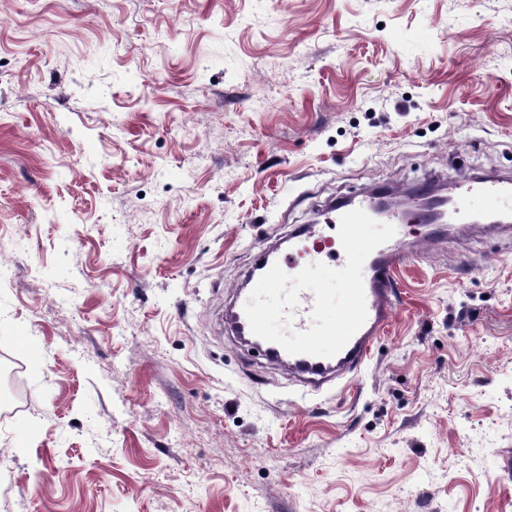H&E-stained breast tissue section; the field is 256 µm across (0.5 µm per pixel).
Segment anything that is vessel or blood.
<instances>
[{"label": "vessel or blood", "instance_id": "obj_1", "mask_svg": "<svg viewBox=\"0 0 512 512\" xmlns=\"http://www.w3.org/2000/svg\"><path fill=\"white\" fill-rule=\"evenodd\" d=\"M474 194L485 198L488 216L503 217L512 212V180L508 178L452 184L447 198L436 202L430 209L425 208L424 202L431 199V190L428 185H421L410 196L409 216L405 219L391 207H379L377 195L373 192L357 199L340 200L326 210L322 223L296 227L289 236L287 250L278 257L272 259L264 253L257 258L254 273L250 274L244 286L234 292L225 309L226 330L241 343L256 349L267 361L285 368L297 381L315 390L335 379L358 372L394 318V276L407 259L406 247L410 243L407 223H432L434 214L439 212L461 222L470 221L472 214L467 201ZM355 209L363 210L375 221L392 225L396 230L395 236L377 247L364 262L362 277L366 319L363 325L331 357L291 354L279 344L254 334L245 306L261 275L276 264L290 275L299 273L313 263H321L332 269L343 268L346 254L338 232L339 221L344 214ZM315 304L316 298L311 291H301L287 325L288 331L304 332L310 329Z\"/></svg>", "mask_w": 512, "mask_h": 512}]
</instances>
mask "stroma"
<instances>
[{
	"mask_svg": "<svg viewBox=\"0 0 512 512\" xmlns=\"http://www.w3.org/2000/svg\"><path fill=\"white\" fill-rule=\"evenodd\" d=\"M512 177V0H0V512H512V232L423 243L315 392L232 342L331 201Z\"/></svg>",
	"mask_w": 512,
	"mask_h": 512,
	"instance_id": "stroma-1",
	"label": "stroma"
}]
</instances>
